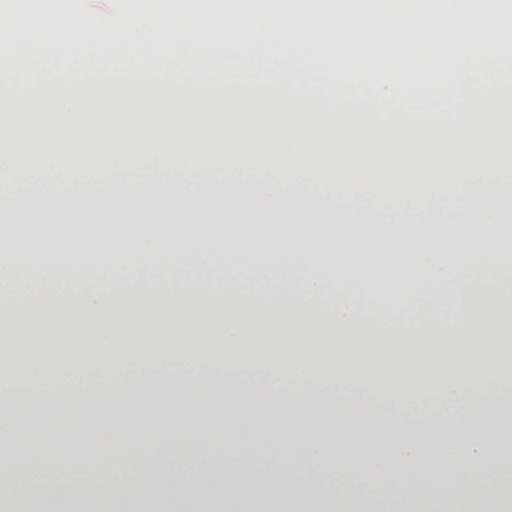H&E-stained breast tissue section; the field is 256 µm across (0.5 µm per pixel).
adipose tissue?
I'll return each mask as SVG.
<instances>
[{"instance_id":"obj_1","label":"adipose tissue","mask_w":512,"mask_h":512,"mask_svg":"<svg viewBox=\"0 0 512 512\" xmlns=\"http://www.w3.org/2000/svg\"><path fill=\"white\" fill-rule=\"evenodd\" d=\"M233 288L188 284L187 256ZM107 271V284L87 278ZM263 287H253L255 278ZM451 292L457 368L428 417L414 415L425 390L407 385L420 362L438 361L437 296ZM390 315L373 321L365 299ZM0 312L11 333L35 335L36 351L14 363L21 397L0 408V478L27 481L39 512H381L343 483L396 477L422 491L453 480L468 512H512L497 492V460L512 453V392L475 400L492 381L512 380V261L397 256L298 242H77L0 250ZM284 357L292 387L223 378L161 379L129 386L140 362L186 358L213 367L251 341ZM90 357L95 389H49L44 380ZM328 377L350 394L312 392ZM394 379L403 417L377 414L367 394ZM221 454L228 483L185 464L189 449ZM252 460L257 478L238 465ZM154 474L130 489L132 467ZM308 467L286 490L269 471Z\"/></svg>"}]
</instances>
